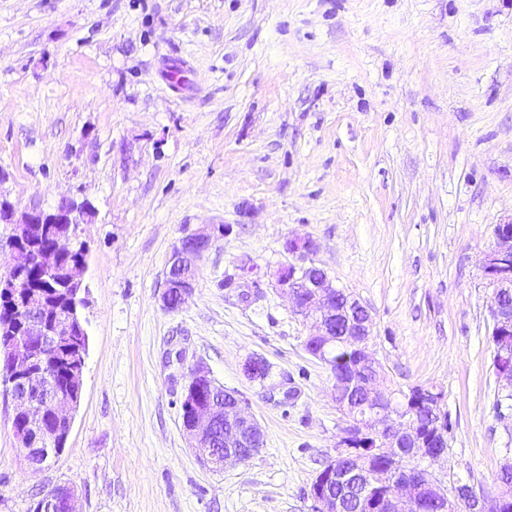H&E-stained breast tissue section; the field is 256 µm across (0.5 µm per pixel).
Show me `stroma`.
I'll return each mask as SVG.
<instances>
[{
	"label": "stroma",
	"mask_w": 512,
	"mask_h": 512,
	"mask_svg": "<svg viewBox=\"0 0 512 512\" xmlns=\"http://www.w3.org/2000/svg\"><path fill=\"white\" fill-rule=\"evenodd\" d=\"M0 196L93 206L80 405L36 469L0 395V512L58 484L78 512H315L343 418L271 279L292 234L369 310L384 386L443 392L431 471L498 492L512 410L481 261L512 217V0H0ZM208 224L227 231L167 310L171 252ZM253 355L266 379L244 375ZM196 363L262 427L244 463L190 447Z\"/></svg>",
	"instance_id": "stroma-1"
}]
</instances>
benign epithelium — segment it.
Returning <instances> with one entry per match:
<instances>
[{"instance_id": "benign-epithelium-1", "label": "benign epithelium", "mask_w": 512, "mask_h": 512, "mask_svg": "<svg viewBox=\"0 0 512 512\" xmlns=\"http://www.w3.org/2000/svg\"><path fill=\"white\" fill-rule=\"evenodd\" d=\"M9 249L16 255L8 269L7 287L0 290L11 296L22 274L30 265L29 250L17 243L26 224L39 223L37 212L29 210L22 219L15 220ZM224 226H206L181 238L173 249L171 261L181 275L166 278L162 293L164 306L180 309L195 291L196 262L211 248L216 234L224 233ZM494 245L486 252L482 274L493 300L490 309L493 348V368L504 395L512 394V306L506 295L512 292V219L494 227ZM291 257L274 273L276 287L291 300L294 311L310 322L307 341L317 346L313 354L328 370H333L336 342H342L361 359L365 370L362 376L334 382L332 397L338 409L347 418L341 430L336 457L328 461L316 475L311 496L318 504V512H341L334 495L336 485L343 484L355 473L363 478L360 492L364 502L374 512H419L420 494L429 490L437 495L440 512H512V486L500 485L493 497L478 494L474 487L459 484L452 492L430 471L411 467L414 459L434 461L447 454L448 417L443 411L444 395L440 391L413 387L396 398L391 391L376 385L380 362L369 345L372 336V318L368 309L353 295L342 292L323 268L316 263V245L309 238L292 236L284 243ZM26 331L28 337L44 348L53 345L52 335L43 326L39 303L27 304ZM0 347L10 354L8 397L25 412L34 413L47 406L57 423L58 432L69 435L72 427L71 401L49 395L43 404L30 399V389L47 380L33 372L37 354L26 344L12 337L0 340ZM215 386L216 380L201 364L188 370L181 393V406L193 408L189 422L182 423L193 439L199 461L212 468L227 463H242L263 446L259 422L248 411L247 402L235 391H224V406L195 402L197 384ZM423 415L425 423L417 420ZM224 422V453L211 445L213 434ZM385 455L389 463L376 467L372 460ZM76 493L68 488L63 493L48 490L42 496L46 512H75Z\"/></svg>"}]
</instances>
